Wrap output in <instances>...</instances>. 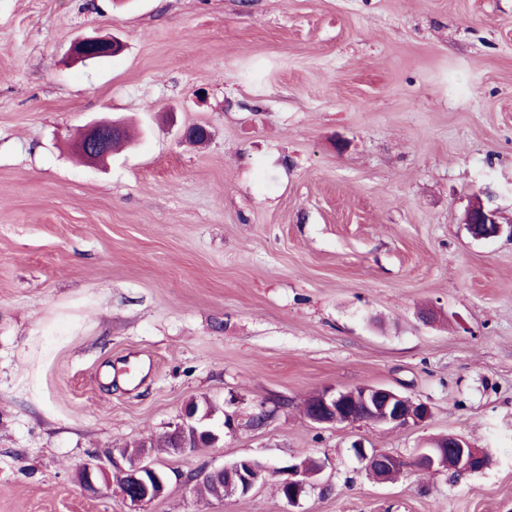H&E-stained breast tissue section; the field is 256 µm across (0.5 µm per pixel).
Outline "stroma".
Segmentation results:
<instances>
[{"mask_svg": "<svg viewBox=\"0 0 512 512\" xmlns=\"http://www.w3.org/2000/svg\"><path fill=\"white\" fill-rule=\"evenodd\" d=\"M100 35L120 53L72 57ZM100 119L138 136L93 164ZM477 200L504 232L469 233ZM364 384L433 414L306 418ZM204 399L233 430L158 447ZM448 434L486 468L412 467ZM141 444L144 512H512V0H0V512H125L78 469ZM242 457L325 469L295 508L194 494ZM356 456H359L366 468L376 477L379 482H387L388 477L404 466V461L389 452L381 451L376 448L367 449L361 444H355L352 447ZM397 471V472H396Z\"/></svg>", "mask_w": 512, "mask_h": 512, "instance_id": "obj_1", "label": "stroma"}]
</instances>
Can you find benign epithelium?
Wrapping results in <instances>:
<instances>
[{"label":"benign epithelium","instance_id":"benign-epithelium-1","mask_svg":"<svg viewBox=\"0 0 512 512\" xmlns=\"http://www.w3.org/2000/svg\"><path fill=\"white\" fill-rule=\"evenodd\" d=\"M100 44L112 51L117 49L116 40L108 37L85 38L78 41L73 54L86 60L84 49L89 44ZM120 133L116 122H96L89 125L78 140V150L89 160L98 161L110 155L112 138ZM465 224L475 238H490L501 232L497 212L476 202L467 211ZM213 411L207 402L192 401L182 411L180 421L167 433L172 441L171 451L188 454L200 446L205 439L215 445L223 434L217 433L211 424ZM432 416V407L424 401L414 402L408 396L382 385H361L353 389L339 390L326 388L320 391L312 402L307 414L309 421L318 427L341 424L352 425L368 422L379 425H418ZM366 468L379 482L404 466V461L389 452L376 448L367 449L360 444L353 445ZM486 464V455L480 448H474L463 438L453 436L444 443H432L419 450L414 466L421 471H436L442 468L465 475L477 472ZM323 466L311 473L302 463L293 462L287 466H269L253 458L243 457L230 465L204 472L202 478L214 483V497L226 496L225 488L234 493L246 495L271 478H277L281 498L290 506H296L307 492L315 486V476L321 474ZM121 473L129 481L124 503L128 512H141L144 506L162 498L168 487L166 474L146 458L143 451L131 453L124 448H115L106 461L86 463L79 469L81 489L97 495L110 487L112 473Z\"/></svg>","mask_w":512,"mask_h":512}]
</instances>
